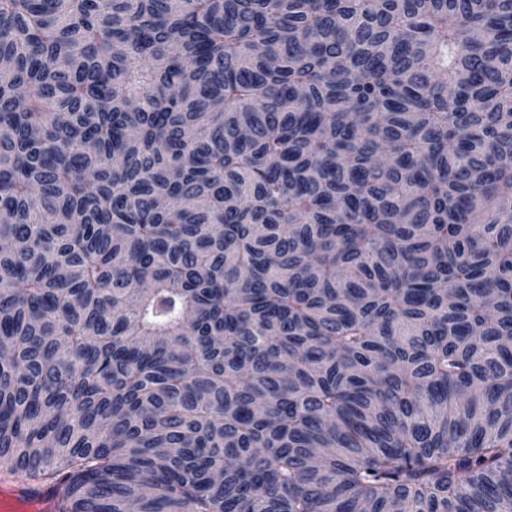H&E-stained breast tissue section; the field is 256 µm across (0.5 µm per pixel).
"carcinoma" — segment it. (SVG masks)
Segmentation results:
<instances>
[{"label": "carcinoma", "instance_id": "carcinoma-1", "mask_svg": "<svg viewBox=\"0 0 512 512\" xmlns=\"http://www.w3.org/2000/svg\"><path fill=\"white\" fill-rule=\"evenodd\" d=\"M1 242L61 512H512V0H0Z\"/></svg>", "mask_w": 512, "mask_h": 512}]
</instances>
